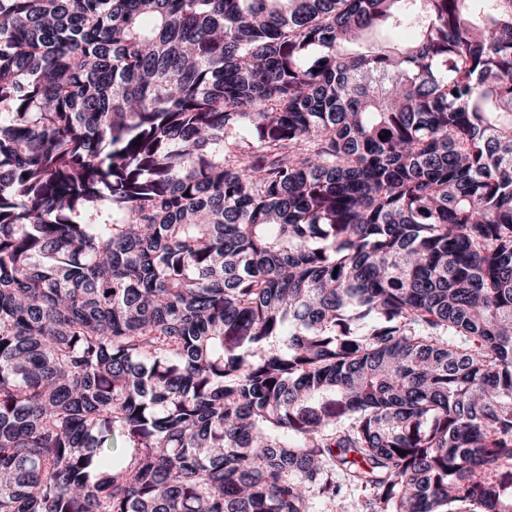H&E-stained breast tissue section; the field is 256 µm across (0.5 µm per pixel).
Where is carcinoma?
I'll list each match as a JSON object with an SVG mask.
<instances>
[{
  "label": "carcinoma",
  "mask_w": 512,
  "mask_h": 512,
  "mask_svg": "<svg viewBox=\"0 0 512 512\" xmlns=\"http://www.w3.org/2000/svg\"><path fill=\"white\" fill-rule=\"evenodd\" d=\"M336 468L512 512V0H0V512Z\"/></svg>",
  "instance_id": "carcinoma-1"
}]
</instances>
